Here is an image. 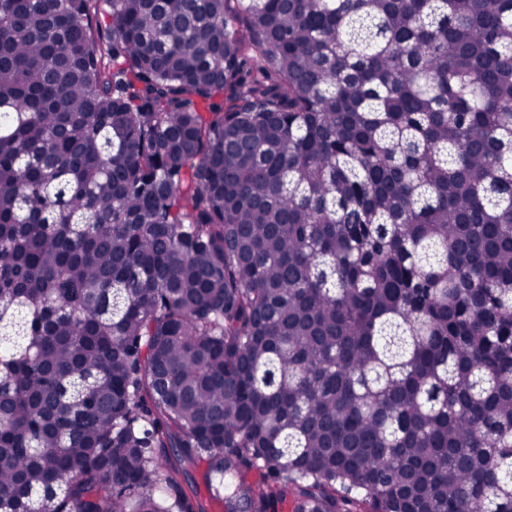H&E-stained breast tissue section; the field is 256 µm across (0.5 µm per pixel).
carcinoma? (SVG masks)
<instances>
[{"label": "carcinoma", "instance_id": "carcinoma-1", "mask_svg": "<svg viewBox=\"0 0 512 512\" xmlns=\"http://www.w3.org/2000/svg\"><path fill=\"white\" fill-rule=\"evenodd\" d=\"M208 497L512 512V0H0V512Z\"/></svg>", "mask_w": 512, "mask_h": 512}]
</instances>
